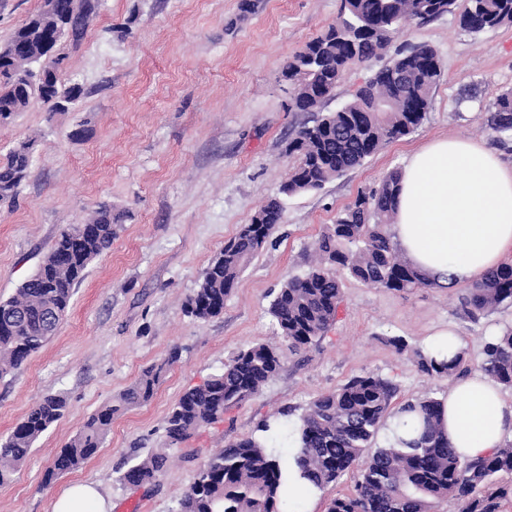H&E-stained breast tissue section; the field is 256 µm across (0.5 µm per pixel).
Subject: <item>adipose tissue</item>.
Returning <instances> with one entry per match:
<instances>
[{
	"label": "adipose tissue",
	"instance_id": "adipose-tissue-1",
	"mask_svg": "<svg viewBox=\"0 0 512 512\" xmlns=\"http://www.w3.org/2000/svg\"><path fill=\"white\" fill-rule=\"evenodd\" d=\"M392 208L393 243L439 285L472 283L512 255V165L485 143L447 136L407 154ZM439 402L442 431L460 460L512 441V403L483 372L454 379ZM51 509L112 512V501L98 485L77 482Z\"/></svg>",
	"mask_w": 512,
	"mask_h": 512
}]
</instances>
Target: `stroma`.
Instances as JSON below:
<instances>
[{
    "label": "stroma",
    "instance_id": "obj_1",
    "mask_svg": "<svg viewBox=\"0 0 512 512\" xmlns=\"http://www.w3.org/2000/svg\"><path fill=\"white\" fill-rule=\"evenodd\" d=\"M99 0L82 41L62 43L61 78L84 95L67 112L33 102L0 126V155L32 141L31 165L13 208L0 210V302L37 270L60 232L112 208L116 235L74 290L57 334L0 379V439L49 393L68 398L65 415L0 485V512H51L52 498L77 481L100 483L112 512H176L178 500L214 452L254 434L291 407L303 411L352 376L376 373L399 399L448 390L419 373L387 340L422 347L432 327L453 324L471 368L490 335L512 325V306L480 321L459 313L463 287L397 292L345 279L337 319L318 346L289 352L269 313L289 276L302 273L325 225L358 193L400 168L411 150L440 136L485 141L512 164V141L486 124L493 102L512 89V24L477 35L453 16L418 23L391 42L437 52L442 78L423 124L316 192L288 198L273 233L242 273L223 312L186 313L209 260L263 202L277 194L293 159L286 146L304 114L288 109V59L335 23L341 0ZM253 343L274 346L280 371L223 419L173 444L166 418L182 393L222 371ZM168 367L153 396L125 409L97 453L51 484L43 475L61 448L142 370ZM164 452L169 468L150 488L122 482L134 459Z\"/></svg>",
    "mask_w": 512,
    "mask_h": 512
}]
</instances>
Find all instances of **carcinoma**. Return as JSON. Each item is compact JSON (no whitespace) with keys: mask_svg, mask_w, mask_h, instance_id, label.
Returning <instances> with one entry per match:
<instances>
[{"mask_svg":"<svg viewBox=\"0 0 512 512\" xmlns=\"http://www.w3.org/2000/svg\"><path fill=\"white\" fill-rule=\"evenodd\" d=\"M60 13L70 17L79 41L86 33L97 4L86 3L82 13L71 16V0H58ZM458 14L462 30L477 34L512 23V0H347L343 17L322 35L308 42L282 70L293 87L290 110L309 115L288 141L286 151L296 158L279 195L268 199L241 225L224 249L205 268L198 288L188 302L187 313L207 320L224 310V299L280 223L284 200L320 190L324 185L362 165L389 141L409 135L423 123L430 107L432 88L442 77L433 47L417 43L388 59L347 102L345 112H323L343 72L358 61L380 58L392 35L404 21L427 22ZM29 17L9 37L8 43L33 54L38 44L54 41V29L46 25L32 35ZM13 64L0 61V124L29 107V99L15 81ZM77 83L65 84L60 72L51 75L44 102L59 96L80 98ZM488 127L502 140L512 139V90L500 93L487 118ZM32 145L22 142L0 160V205L11 203L27 177ZM398 172L385 175L375 186L359 193L325 226L315 243V259L300 275L283 283L270 303L269 313L278 323L288 349H307L321 339L336 321L342 302L338 273L370 288L405 292L430 287L391 241L392 202ZM114 230L112 208L102 206L85 224L62 231L36 272L12 298L0 302V378L19 368L55 334L47 329L48 316L62 322L74 288L89 263L109 250ZM512 304V264H505L472 284L461 295L459 310L474 322L502 305ZM388 343L402 354L412 351L417 370L429 378L452 379L468 371L464 351L447 362L410 349L401 337ZM179 359L178 350L167 360L142 370L139 379L115 401L91 415L83 429L61 449L43 482L52 483L94 456L122 408L148 401L159 385L166 366ZM280 368L275 348L255 343L240 350L224 364V370L201 386L185 391L166 419V435L179 442L217 422L229 409L256 394ZM481 369L504 388H512V326L484 344ZM398 385L378 374L349 378L336 389L309 402L305 411L280 416L290 429L262 443L251 435L214 453L195 481L178 501L176 512H298L281 494L282 464L288 460V436H297L295 463L311 481L326 487L353 468H359L352 493L333 498L327 512H436L451 498L459 512H499L500 500L509 489L498 477L512 474V443L494 453L462 462L448 447L437 427V398L428 394L407 407L421 414V435L401 444L372 448L379 431L394 414ZM68 408L61 394L44 396L0 443V484L12 479L25 462L35 441ZM169 457L155 453L130 466L124 483L152 485L168 468Z\"/></svg>","mask_w":512,"mask_h":512,"instance_id":"obj_1","label":"carcinoma"}]
</instances>
